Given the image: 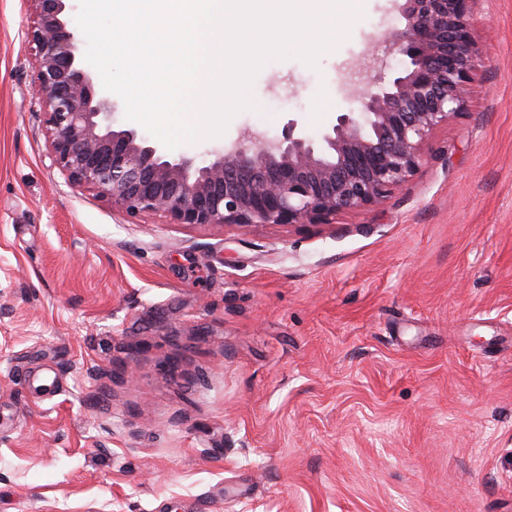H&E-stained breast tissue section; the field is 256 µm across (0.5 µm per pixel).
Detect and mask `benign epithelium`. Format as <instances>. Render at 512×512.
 I'll return each mask as SVG.
<instances>
[{"label": "benign epithelium", "mask_w": 512, "mask_h": 512, "mask_svg": "<svg viewBox=\"0 0 512 512\" xmlns=\"http://www.w3.org/2000/svg\"><path fill=\"white\" fill-rule=\"evenodd\" d=\"M33 90L50 159L67 179L130 216L186 226L325 224L381 204L422 166L431 134L463 113L479 47L468 0H394L401 25L385 33L408 59L353 90L358 111L339 114L319 140L288 123L282 137L245 130L200 163L168 158L132 130L113 129L117 105L84 66L68 0H26Z\"/></svg>", "instance_id": "1"}]
</instances>
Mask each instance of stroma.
Returning <instances> with one entry per match:
<instances>
[{
	"label": "stroma",
	"mask_w": 512,
	"mask_h": 512,
	"mask_svg": "<svg viewBox=\"0 0 512 512\" xmlns=\"http://www.w3.org/2000/svg\"><path fill=\"white\" fill-rule=\"evenodd\" d=\"M259 73L247 129L316 139L374 59ZM465 111L328 224L131 217L52 167L24 0H0V512H512V0H469ZM332 107L311 126V100Z\"/></svg>",
	"instance_id": "35a3bbf8"
}]
</instances>
